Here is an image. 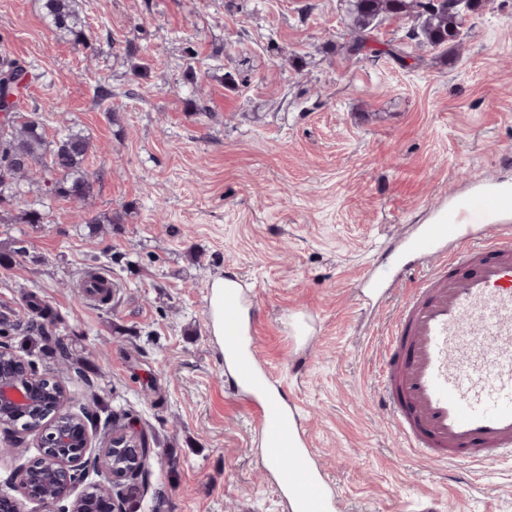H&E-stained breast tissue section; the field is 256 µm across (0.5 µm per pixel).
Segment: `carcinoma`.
I'll return each instance as SVG.
<instances>
[{"label": "carcinoma", "mask_w": 512, "mask_h": 512, "mask_svg": "<svg viewBox=\"0 0 512 512\" xmlns=\"http://www.w3.org/2000/svg\"><path fill=\"white\" fill-rule=\"evenodd\" d=\"M350 29L354 40L347 52L358 55L367 48L368 34L377 20L384 16H402L417 20V36L431 47L453 43L460 35L464 11L471 10L481 0H461L455 7L448 0H349ZM44 18L50 29L72 36L85 37L86 21L79 10L78 0H42ZM27 71L15 59L0 56V77L10 82L0 86V209L14 206L28 194L25 177L39 169L44 172L36 187V199L21 211L23 223L42 224L44 199L63 198L83 201L93 192V184L84 168L90 153V139L73 129L46 136L42 122L20 114L22 101L7 102V96L17 95L20 79ZM29 328L40 339L54 346L58 361H70V350L64 340L54 334L55 322L31 324Z\"/></svg>", "instance_id": "cac0c4a2"}]
</instances>
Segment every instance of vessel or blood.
Instances as JSON below:
<instances>
[{
	"label": "vessel or blood",
	"instance_id": "vessel-or-blood-1",
	"mask_svg": "<svg viewBox=\"0 0 512 512\" xmlns=\"http://www.w3.org/2000/svg\"><path fill=\"white\" fill-rule=\"evenodd\" d=\"M411 288L383 342L379 402L426 459L512 454V191L486 182L395 246L375 287ZM243 289L224 291L225 367L289 512H337L301 416L261 361Z\"/></svg>",
	"mask_w": 512,
	"mask_h": 512
}]
</instances>
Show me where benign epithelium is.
Listing matches in <instances>:
<instances>
[{"label": "benign epithelium", "mask_w": 512, "mask_h": 512, "mask_svg": "<svg viewBox=\"0 0 512 512\" xmlns=\"http://www.w3.org/2000/svg\"><path fill=\"white\" fill-rule=\"evenodd\" d=\"M39 380L33 363L0 342V430L14 440L24 439L26 433L39 438L40 455L32 464L19 467L12 480L26 499L51 505L88 479L90 472L83 458L89 444L88 427L95 425V419L66 410L62 399L50 406L42 404ZM150 457L151 448L142 433L129 426L112 428L107 447L94 459L112 473V486L101 494L107 512H126L125 498L114 496L112 489L133 491L136 480L148 469ZM49 486L57 487L52 497L47 494ZM92 495L85 490L71 506H61L58 512H87Z\"/></svg>", "instance_id": "1"}]
</instances>
